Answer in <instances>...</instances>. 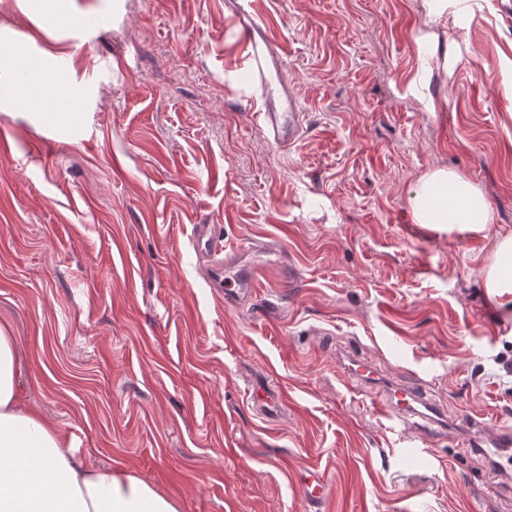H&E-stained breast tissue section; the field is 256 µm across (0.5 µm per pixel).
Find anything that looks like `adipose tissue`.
Instances as JSON below:
<instances>
[{
  "mask_svg": "<svg viewBox=\"0 0 512 512\" xmlns=\"http://www.w3.org/2000/svg\"><path fill=\"white\" fill-rule=\"evenodd\" d=\"M408 203L424 229L493 238L484 286L499 306L512 304V236L493 235V209L480 189L455 171L435 168L418 177ZM0 512H180L175 499L126 471L83 466L54 421L18 407L15 341L3 326Z\"/></svg>",
  "mask_w": 512,
  "mask_h": 512,
  "instance_id": "ef3b65f1",
  "label": "adipose tissue"
}]
</instances>
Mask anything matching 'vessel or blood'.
I'll return each instance as SVG.
<instances>
[{
	"label": "vessel or blood",
	"instance_id": "b4317fda",
	"mask_svg": "<svg viewBox=\"0 0 512 512\" xmlns=\"http://www.w3.org/2000/svg\"><path fill=\"white\" fill-rule=\"evenodd\" d=\"M237 17L243 38L252 44L253 75L268 90L264 109L259 112L260 127L269 141L279 148L293 146L304 131V114L287 85H276L275 78L283 65L273 50L263 23L252 13L250 0H242ZM192 246L206 265V283L213 294L223 297L232 306L250 302L261 288L265 267L261 264L242 265L245 254L266 251V243L246 240L236 245L225 244L221 225L198 224L194 227ZM344 376L357 385H376L380 372L371 364L350 359ZM371 408L379 418L402 424L405 433L426 439L439 412L436 403L428 401L422 383L407 385L388 382L381 395L374 398ZM465 452L491 460L512 458V424L500 422L488 425L482 417H469Z\"/></svg>",
	"mask_w": 512,
	"mask_h": 512
}]
</instances>
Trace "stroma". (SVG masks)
I'll list each match as a JSON object with an SVG mask.
<instances>
[{"mask_svg":"<svg viewBox=\"0 0 512 512\" xmlns=\"http://www.w3.org/2000/svg\"><path fill=\"white\" fill-rule=\"evenodd\" d=\"M307 123L281 149L232 0H72L85 28L42 32L0 0V54L50 51L68 114L0 100V324L19 397L89 467L130 472L180 512H504L464 414L512 422V310L488 299L492 240L412 221L409 190L456 171L512 234V0H255ZM447 56L420 74V32ZM433 98L427 108L425 98ZM54 142L44 154L45 139ZM276 242L265 285L225 306L194 225ZM420 376L444 427L427 457L350 389L349 357ZM280 385L265 415L253 387Z\"/></svg>","mask_w":512,"mask_h":512,"instance_id":"stroma-1","label":"stroma"}]
</instances>
